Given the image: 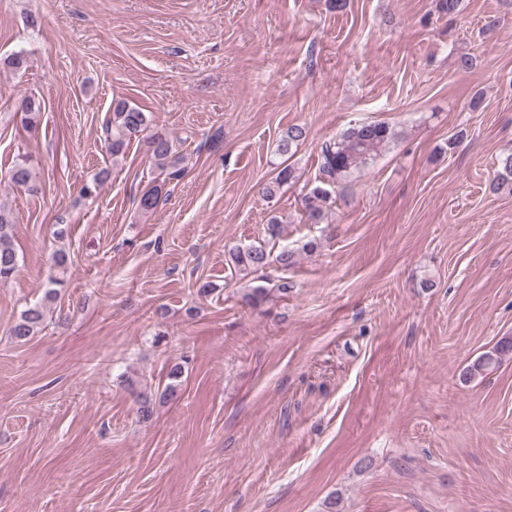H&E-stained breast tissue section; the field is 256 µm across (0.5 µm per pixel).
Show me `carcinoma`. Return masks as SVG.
<instances>
[{
	"instance_id": "obj_1",
	"label": "carcinoma",
	"mask_w": 512,
	"mask_h": 512,
	"mask_svg": "<svg viewBox=\"0 0 512 512\" xmlns=\"http://www.w3.org/2000/svg\"><path fill=\"white\" fill-rule=\"evenodd\" d=\"M152 124L151 115L126 101H118L112 110V120L107 126V141L110 152L114 155L122 153L127 141L133 136L148 130ZM306 131L294 125L281 136L277 150L280 155L292 157L294 148L304 141ZM397 138V133L385 123L356 124L336 138L324 142L320 147V174L318 184L305 197V216L309 224H321L326 218V204L331 199L328 187L345 183L353 173L372 164ZM151 158L161 169L176 166L173 142L168 136L153 133L147 137ZM497 188H506L512 192V153L498 160ZM11 182L17 187L34 190V174L29 159L17 160L9 172ZM296 179L295 168L290 164H282L277 173L263 188L268 197ZM294 253L286 248L276 256H271L263 246L236 247L229 250V261L234 271L247 274L263 271L271 262L288 268L293 264ZM18 270V256L14 249L10 222L0 213V280H7ZM53 287L45 292L42 302L25 309L18 320L12 324L9 334L18 342H23L39 333L45 321L46 303L54 301L58 296V279L51 280ZM512 358V337L501 338L489 351L478 356L461 371V380L465 383L476 377L495 370L500 363ZM182 367L174 365L168 372V383L161 392L167 401L175 400L180 395Z\"/></svg>"
}]
</instances>
